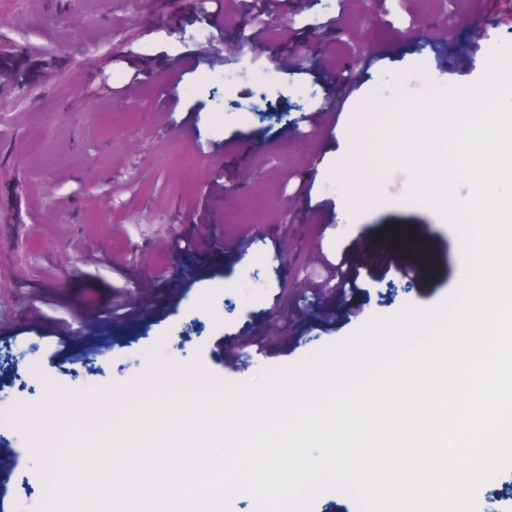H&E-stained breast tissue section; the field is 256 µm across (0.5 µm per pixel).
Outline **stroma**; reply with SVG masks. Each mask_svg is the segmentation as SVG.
Wrapping results in <instances>:
<instances>
[{"mask_svg":"<svg viewBox=\"0 0 512 512\" xmlns=\"http://www.w3.org/2000/svg\"><path fill=\"white\" fill-rule=\"evenodd\" d=\"M195 0L167 11L156 0H0V42L53 53L29 91L0 85V141L14 142L27 186L0 181V447L15 463L0 472V512H33L50 476L39 441L25 423L32 406L135 389L114 416L180 392L223 395L314 358L353 337L360 326L404 310H433L463 294L460 269L475 252L461 228L431 203L408 196L410 172L379 171L373 134L405 96L477 84L489 49L512 45V27L494 26L497 6L474 0L468 13L454 0L435 6L449 18L448 37L404 38L420 25L418 0H276L292 14V35L322 30L321 53L348 81L318 67L280 73L271 56L286 55L278 35L260 32L250 0H242L223 33L231 65L248 80L225 86L224 67L210 64L188 39ZM486 29L479 51L466 33ZM79 47L60 59L59 46ZM475 61L459 62L468 54ZM169 72V96L196 114L194 136L160 113L164 96L152 79L136 94L121 88L142 62ZM270 81L253 86L256 74ZM305 137L293 119L325 106ZM322 163L305 176L311 157ZM352 178L365 199L349 198ZM311 178L310 198L298 196ZM190 234L196 270L176 284L154 273L180 265L167 239ZM56 250L45 249V241ZM352 259L374 271L351 299L323 304L292 320L300 278L315 253L338 261L351 242ZM124 260L110 265L112 257ZM420 263L422 279L384 274L390 261ZM134 285L135 310L106 320L116 289ZM76 313L81 339L55 355L58 308ZM246 338L257 350L245 364L224 365V347ZM19 369L21 381L9 377Z\"/></svg>","mask_w":512,"mask_h":512,"instance_id":"obj_1","label":"stroma"}]
</instances>
